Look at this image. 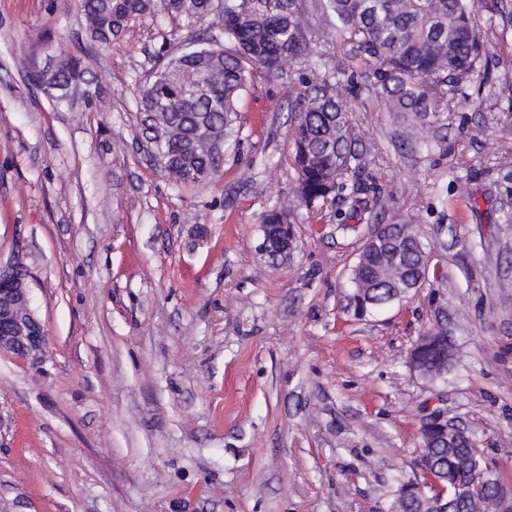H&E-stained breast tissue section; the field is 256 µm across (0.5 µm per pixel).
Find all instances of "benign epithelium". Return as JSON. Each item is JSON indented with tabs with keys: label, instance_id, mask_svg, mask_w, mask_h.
<instances>
[{
	"label": "benign epithelium",
	"instance_id": "obj_1",
	"mask_svg": "<svg viewBox=\"0 0 512 512\" xmlns=\"http://www.w3.org/2000/svg\"><path fill=\"white\" fill-rule=\"evenodd\" d=\"M20 259L9 263H0V353H9L19 360L35 359L42 352L46 331L43 324L30 308L27 282L19 281L17 269ZM427 348H449L448 337L432 331L423 336L410 351V364L418 368L423 351ZM422 429L440 435L470 439L467 431L449 420L440 412L425 419ZM487 487L485 474L475 467L469 477L458 484V491L464 495H483ZM487 504L493 512H512V490L500 484L489 490Z\"/></svg>",
	"mask_w": 512,
	"mask_h": 512
}]
</instances>
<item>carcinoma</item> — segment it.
Wrapping results in <instances>:
<instances>
[{
	"mask_svg": "<svg viewBox=\"0 0 512 512\" xmlns=\"http://www.w3.org/2000/svg\"><path fill=\"white\" fill-rule=\"evenodd\" d=\"M328 36L307 40L297 17V0H80L91 38L108 45L129 23L162 9L188 24L224 31L230 52L220 53L204 40L171 57L141 93L145 111L163 131L157 149L164 169L177 184L202 183L222 173V152L241 141L242 94L249 68L270 76L301 61L312 78L295 97L289 130L293 162L300 179L297 201L307 207L355 197L367 186L361 174L375 146L361 142L351 122L352 109L339 88L348 70L362 78L356 95L375 97L382 112L424 116L450 99L473 105L464 87L472 82L487 53L471 0H315ZM347 42V66L329 69L335 39ZM83 72L79 61L64 57L50 70L35 71L30 81L55 94L59 102ZM294 209L274 206L261 220L262 237L294 240ZM427 251L408 224H391L378 244H367L351 270L358 299L354 313L378 310L429 278ZM431 462L425 495L401 485L387 512H420L428 499L447 493L454 512H487L483 500L455 497L465 462L476 465L473 448L447 441L429 443L420 432Z\"/></svg>",
	"mask_w": 512,
	"mask_h": 512,
	"instance_id": "cac0c4a2",
	"label": "carcinoma"
}]
</instances>
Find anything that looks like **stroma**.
I'll return each mask as SVG.
<instances>
[{
  "label": "stroma",
  "mask_w": 512,
  "mask_h": 512,
  "mask_svg": "<svg viewBox=\"0 0 512 512\" xmlns=\"http://www.w3.org/2000/svg\"><path fill=\"white\" fill-rule=\"evenodd\" d=\"M473 9L471 109L422 120L351 99L385 206H296L275 263L259 217L295 201L303 64L253 72L238 150L178 188L138 92L196 28L159 12L104 46L79 0H0V260L22 255L47 331L39 362L0 354V512H382L435 410L512 487V0ZM52 56L94 60L60 108L28 79ZM393 223L438 276L355 318L351 269ZM437 329L453 357L434 382L408 358Z\"/></svg>",
  "instance_id": "35a3bbf8"
}]
</instances>
